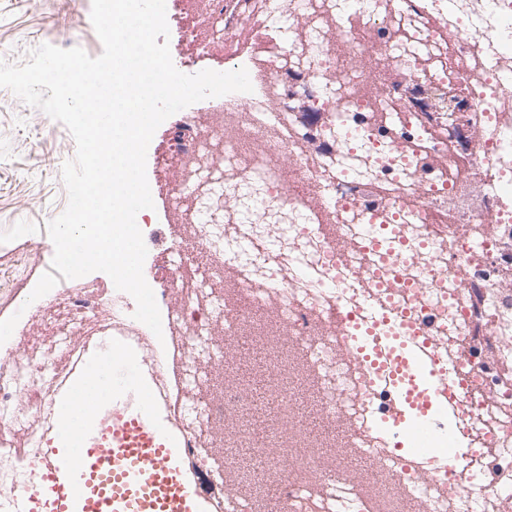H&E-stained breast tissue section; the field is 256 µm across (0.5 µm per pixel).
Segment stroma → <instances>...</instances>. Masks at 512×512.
I'll return each mask as SVG.
<instances>
[{"mask_svg": "<svg viewBox=\"0 0 512 512\" xmlns=\"http://www.w3.org/2000/svg\"><path fill=\"white\" fill-rule=\"evenodd\" d=\"M91 6L92 0H0V60L20 63L41 44L61 48L70 38L88 55L99 56L103 45L91 23ZM76 152V142L63 124L0 88V271L13 267L19 257L28 259L26 286L18 289L14 302L0 300L1 324L19 321L33 288L75 289L87 280L107 289L112 286L111 278L99 271L83 280L66 279L51 266L54 245L46 225L67 207L61 172ZM146 172L157 204L143 219V272L145 278L158 281L182 262L173 246L177 229L170 213L193 215L197 185L189 183L183 192L173 194L168 190L172 172L160 171L152 162ZM194 276L211 294V320L203 337L219 357L224 353V281L204 265Z\"/></svg>", "mask_w": 512, "mask_h": 512, "instance_id": "35a3bbf8", "label": "stroma"}]
</instances>
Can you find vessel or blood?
Returning <instances> with one entry per match:
<instances>
[{
    "mask_svg": "<svg viewBox=\"0 0 512 512\" xmlns=\"http://www.w3.org/2000/svg\"><path fill=\"white\" fill-rule=\"evenodd\" d=\"M367 241L380 257L400 254L390 235ZM337 318L344 327L360 324L358 356L370 367L372 388L391 396L378 419L385 445L403 452L415 467L433 457L454 464L464 443L455 408L468 391L461 369L443 360L427 326L396 298L385 306L369 302L362 317L342 310ZM393 321L405 335L385 336ZM143 365L131 350L100 337L55 400L56 425L40 450L37 483L0 492V512H210ZM89 381L102 383L103 393L83 394ZM443 434L448 445L441 448L437 441Z\"/></svg>",
    "mask_w": 512,
    "mask_h": 512,
    "instance_id": "obj_1",
    "label": "vessel or blood"
}]
</instances>
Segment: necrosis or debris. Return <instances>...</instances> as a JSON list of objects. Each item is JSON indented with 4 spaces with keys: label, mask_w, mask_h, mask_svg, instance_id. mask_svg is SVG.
I'll return each instance as SVG.
<instances>
[{
    "label": "necrosis or debris",
    "mask_w": 512,
    "mask_h": 512,
    "mask_svg": "<svg viewBox=\"0 0 512 512\" xmlns=\"http://www.w3.org/2000/svg\"><path fill=\"white\" fill-rule=\"evenodd\" d=\"M177 23L186 42L223 52L228 69L253 71V90L237 94L243 108L213 105L205 121L188 118L173 154L156 164L177 177L179 192L200 169L215 179L200 191L198 222L177 247L183 266L157 288L164 314L155 336L134 319L127 294L104 300L96 285L59 289L53 303L68 320L54 340L35 342L49 319L35 310L16 349L0 340V431L15 450L0 454V487L33 481L19 458L33 457L39 436L55 427L54 390L45 367L63 372L57 349L75 351L108 335L138 354L170 419L187 445L196 473L213 489L212 512H242L253 498L254 473L276 478L290 512H402L422 497L425 512H506L512 487V95L502 77L512 72V0H336L322 12L302 0H182ZM221 27H214V20ZM266 37L268 58L256 64L241 49L246 36ZM291 55L297 62L280 67ZM463 92L461 116L439 111L432 95ZM288 116L289 138L266 123ZM246 143L259 179L220 172L203 150L208 139ZM398 230L403 299L428 309L440 328L449 362L462 365L476 404H459V425L474 446L464 468L475 489L460 490L455 469L419 471L392 455L366 431L375 397L365 368L353 357L335 312L358 311L368 282L365 228ZM248 228L253 239L275 238L274 257L241 261L232 238ZM205 263L234 269L224 284V332L258 335L268 355L270 386L285 415L311 382L315 406L336 428L322 439L271 430L264 447L251 445L253 402L243 384L211 392L205 419L186 405L177 382L210 361L213 373L240 372L233 350L210 359L201 342L209 296L189 276ZM481 362L469 367L468 354ZM252 448L253 474L242 472L217 444ZM366 460L375 472L357 468Z\"/></svg>",
    "instance_id": "1"
}]
</instances>
